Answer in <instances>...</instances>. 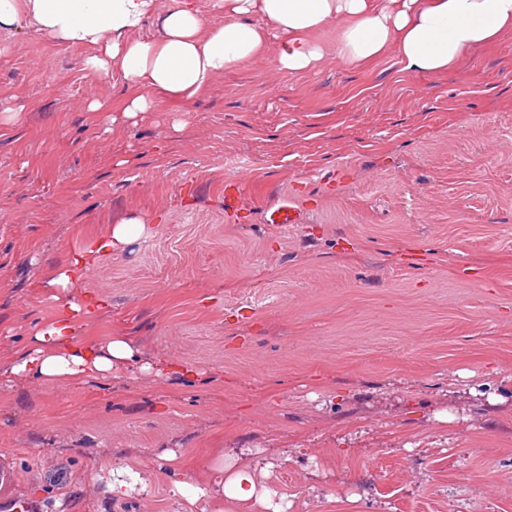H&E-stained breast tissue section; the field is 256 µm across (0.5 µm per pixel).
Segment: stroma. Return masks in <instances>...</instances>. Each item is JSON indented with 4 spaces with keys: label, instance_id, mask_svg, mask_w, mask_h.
<instances>
[{
    "label": "stroma",
    "instance_id": "1",
    "mask_svg": "<svg viewBox=\"0 0 512 512\" xmlns=\"http://www.w3.org/2000/svg\"><path fill=\"white\" fill-rule=\"evenodd\" d=\"M0 44V361L54 309L46 270L136 211L80 286L94 331L195 372L1 388L0 512H181L167 448L273 452L288 512H512V34L442 75L266 57L131 121L120 73ZM286 197L305 223H265ZM130 461L148 484L113 502Z\"/></svg>",
    "mask_w": 512,
    "mask_h": 512
}]
</instances>
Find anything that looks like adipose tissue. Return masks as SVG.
Instances as JSON below:
<instances>
[{"label": "adipose tissue", "mask_w": 512, "mask_h": 512, "mask_svg": "<svg viewBox=\"0 0 512 512\" xmlns=\"http://www.w3.org/2000/svg\"><path fill=\"white\" fill-rule=\"evenodd\" d=\"M0 0V33L31 29L44 38L86 50L84 67L107 77L120 71L129 90L119 110L132 118L165 100L188 105L215 79L273 55L279 70L301 75L326 56L318 34L336 27L337 61L364 69L393 56L404 70L442 74L474 49L512 32V0H218V20H208L196 0ZM158 31H141L150 19ZM148 232L138 217L86 236L63 265L49 270L45 287L57 289L56 308L0 375L37 386L81 384L138 366L154 371L142 348L125 336L95 335L90 321L105 299L77 289L102 254L126 249ZM164 460L181 469L171 492L192 512H285L264 483L269 462L240 448H215L185 465L179 451Z\"/></svg>", "instance_id": "1"}]
</instances>
